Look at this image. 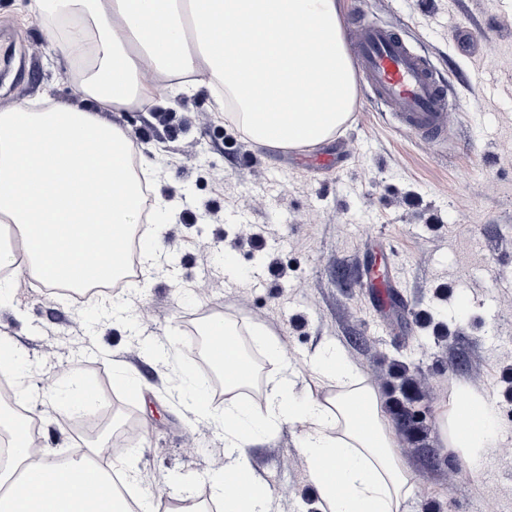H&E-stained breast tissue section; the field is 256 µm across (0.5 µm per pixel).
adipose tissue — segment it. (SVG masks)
<instances>
[{"instance_id": "1", "label": "adipose tissue", "mask_w": 512, "mask_h": 512, "mask_svg": "<svg viewBox=\"0 0 512 512\" xmlns=\"http://www.w3.org/2000/svg\"><path fill=\"white\" fill-rule=\"evenodd\" d=\"M55 16L52 39L66 60L87 53L80 90L94 109L18 105L0 112V223L22 234L25 270L52 285L120 276L127 257L115 234L141 221L132 161L134 137L103 120L151 102L159 84L222 86L230 118L261 148L305 149L332 139L352 116L356 84L337 0H33ZM315 374L332 385L322 398H296L289 376L264 407L244 404L240 378L225 380L223 411L205 383L174 374L173 389L201 418L224 429L225 474L247 475L245 488L215 478L206 492L224 512H272L266 484L253 475L247 448L281 426H301L308 479L320 512H400L409 475L394 452L380 394L363 385L340 350L321 351ZM454 447L477 453L495 439L494 409L468 392L444 415ZM32 419L0 407V433L22 440L19 485L0 493V512H154L155 494L135 505L104 489L102 468L87 459L48 462L33 448Z\"/></svg>"}]
</instances>
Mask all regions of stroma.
<instances>
[{"instance_id": "stroma-1", "label": "stroma", "mask_w": 512, "mask_h": 512, "mask_svg": "<svg viewBox=\"0 0 512 512\" xmlns=\"http://www.w3.org/2000/svg\"><path fill=\"white\" fill-rule=\"evenodd\" d=\"M31 0H0V110L90 103L78 91L46 18ZM357 17L399 27L448 88V131L425 139L382 112L358 87L353 116L321 147L257 148L226 121L219 94L168 87L153 102L104 113L133 135L155 172L157 199L175 205L160 241L164 273L138 290L112 291L125 322L74 303L28 274L0 308V333L22 356L14 384L38 417L41 444L67 458L108 438H90L79 415L41 397L48 381L95 383L96 413L121 429L135 418L125 456L140 485L168 498L203 486L224 465V432L171 395L176 370L198 371L186 323L215 316L234 324L247 353H260L255 402L284 368L298 397L328 393L310 368L340 346L365 384L389 399L391 363L425 392L424 434L396 433L411 476L401 512H512V0H339ZM170 118H163V111ZM231 252L236 268L220 262ZM280 344L264 352L250 330ZM168 342L170 361L145 346ZM140 386H116L113 363ZM490 399L497 440L474 462L445 447L440 413L464 391ZM300 428L285 426L248 449L276 512H319Z\"/></svg>"}]
</instances>
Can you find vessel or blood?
Returning <instances> with one entry per match:
<instances>
[{
	"instance_id": "1",
	"label": "vessel or blood",
	"mask_w": 512,
	"mask_h": 512,
	"mask_svg": "<svg viewBox=\"0 0 512 512\" xmlns=\"http://www.w3.org/2000/svg\"><path fill=\"white\" fill-rule=\"evenodd\" d=\"M350 45L358 74L397 121L426 136L445 134L448 97L430 60L392 28L356 25Z\"/></svg>"
}]
</instances>
